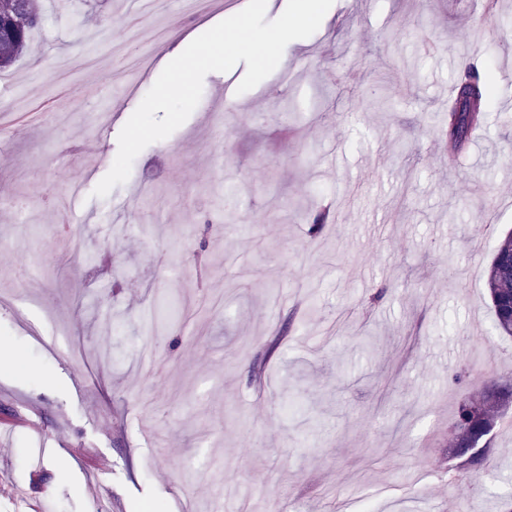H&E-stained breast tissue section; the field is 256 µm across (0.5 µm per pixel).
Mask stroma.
I'll return each mask as SVG.
<instances>
[{
  "label": "stroma",
  "instance_id": "stroma-1",
  "mask_svg": "<svg viewBox=\"0 0 512 512\" xmlns=\"http://www.w3.org/2000/svg\"><path fill=\"white\" fill-rule=\"evenodd\" d=\"M247 2L158 0L151 39L127 0H38L0 73V341L22 360L0 371V512H181L219 475L233 512H502L512 411L491 470L449 482L448 446L459 404L512 376L485 286L512 229V0H334L239 111L242 62L94 196L168 56ZM477 61L489 124L452 160L438 131Z\"/></svg>",
  "mask_w": 512,
  "mask_h": 512
}]
</instances>
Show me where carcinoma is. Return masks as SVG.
<instances>
[{
    "label": "carcinoma",
    "mask_w": 512,
    "mask_h": 512,
    "mask_svg": "<svg viewBox=\"0 0 512 512\" xmlns=\"http://www.w3.org/2000/svg\"><path fill=\"white\" fill-rule=\"evenodd\" d=\"M10 21L0 24V44L13 48L12 62L1 65L0 71L13 66L27 48L30 33L40 24V15L33 0H13ZM485 90L478 75L470 70L461 71L454 82V96L448 101V125L443 132L444 142L450 155L461 152L470 142L473 134L487 122L483 108ZM512 253V231L498 240L486 275V288L493 314L494 332L499 336L512 337V323L507 322L497 306L499 296L512 289V271L501 262V257ZM512 407V377L496 379V385L479 398L465 400L458 408L452 425V453L464 462L449 476L460 481L476 466L487 464L486 455H472L467 451L473 443L482 441L490 434L497 422Z\"/></svg>",
    "instance_id": "1"
}]
</instances>
